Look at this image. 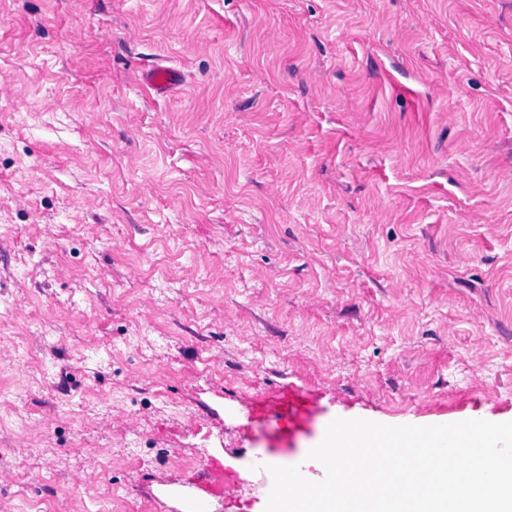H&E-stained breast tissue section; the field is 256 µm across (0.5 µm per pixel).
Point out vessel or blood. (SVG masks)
I'll return each mask as SVG.
<instances>
[{"label": "vessel or blood", "instance_id": "1", "mask_svg": "<svg viewBox=\"0 0 512 512\" xmlns=\"http://www.w3.org/2000/svg\"><path fill=\"white\" fill-rule=\"evenodd\" d=\"M183 78L174 67H163L144 62L140 68L139 82L143 91L163 95L171 92ZM245 405L252 421L266 422L274 426V445L258 455L259 466L303 465L307 451L288 445L289 437L301 425L311 421L320 411V403L313 391L285 383L278 388L247 394ZM193 493L177 499L168 512H202L208 499L230 503L236 497L239 477L225 468L221 459L210 458L192 472Z\"/></svg>", "mask_w": 512, "mask_h": 512}]
</instances>
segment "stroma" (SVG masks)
Instances as JSON below:
<instances>
[{"label": "stroma", "mask_w": 512, "mask_h": 512, "mask_svg": "<svg viewBox=\"0 0 512 512\" xmlns=\"http://www.w3.org/2000/svg\"><path fill=\"white\" fill-rule=\"evenodd\" d=\"M0 86V512H264L284 382L512 421V0H0ZM182 72L174 67H162L146 61L141 65L139 82L148 94L163 95L171 92L182 81ZM195 492L186 494L175 500L177 506H164L168 512H199L203 510L206 501L217 499L222 504L231 503L236 498L239 477L236 473L224 467L219 458H210L198 465L192 471Z\"/></svg>", "instance_id": "1"}]
</instances>
